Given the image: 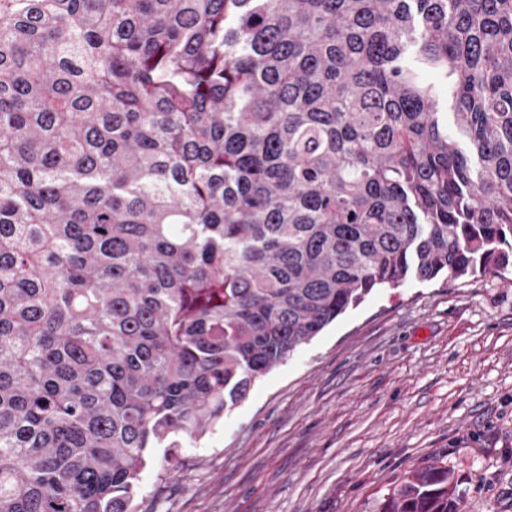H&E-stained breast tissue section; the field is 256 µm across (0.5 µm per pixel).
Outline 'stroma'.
<instances>
[{
    "instance_id": "stroma-1",
    "label": "stroma",
    "mask_w": 512,
    "mask_h": 512,
    "mask_svg": "<svg viewBox=\"0 0 512 512\" xmlns=\"http://www.w3.org/2000/svg\"><path fill=\"white\" fill-rule=\"evenodd\" d=\"M135 512H381L417 466L464 512H512V265L380 288L256 380Z\"/></svg>"
}]
</instances>
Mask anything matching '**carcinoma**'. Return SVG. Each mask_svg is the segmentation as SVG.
Returning <instances> with one entry per match:
<instances>
[{"mask_svg": "<svg viewBox=\"0 0 512 512\" xmlns=\"http://www.w3.org/2000/svg\"><path fill=\"white\" fill-rule=\"evenodd\" d=\"M511 262L512 0H0V512H130L373 290Z\"/></svg>", "mask_w": 512, "mask_h": 512, "instance_id": "obj_1", "label": "carcinoma"}]
</instances>
